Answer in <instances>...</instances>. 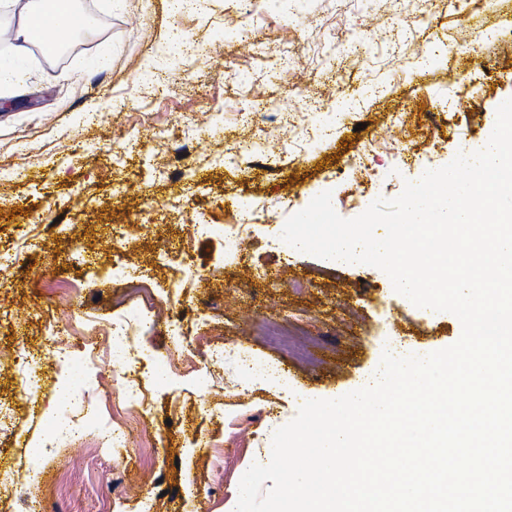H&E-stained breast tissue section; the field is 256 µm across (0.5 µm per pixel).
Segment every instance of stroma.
I'll return each instance as SVG.
<instances>
[{"label":"stroma","mask_w":512,"mask_h":512,"mask_svg":"<svg viewBox=\"0 0 512 512\" xmlns=\"http://www.w3.org/2000/svg\"><path fill=\"white\" fill-rule=\"evenodd\" d=\"M95 34L30 51L26 91L0 77V512L36 472L41 512H230L242 474L301 401L333 399L384 347L437 351L456 316L416 307L388 275L275 247L289 216L331 191L343 218L449 164L512 99V0H76ZM250 49L231 43L241 25ZM362 167L344 171L352 157ZM248 236L224 246V230ZM166 260H159V253ZM91 278H84L83 270ZM153 290L154 343L189 362L61 365L98 327L142 306L112 270ZM273 381L242 385L243 362ZM123 416L125 447L95 435L32 445L58 383ZM146 404L128 408L121 388Z\"/></svg>","instance_id":"35a3bbf8"}]
</instances>
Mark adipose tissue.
<instances>
[{
    "instance_id": "1",
    "label": "adipose tissue",
    "mask_w": 512,
    "mask_h": 512,
    "mask_svg": "<svg viewBox=\"0 0 512 512\" xmlns=\"http://www.w3.org/2000/svg\"><path fill=\"white\" fill-rule=\"evenodd\" d=\"M73 4L74 0H0V7L20 17L12 32L14 55L25 56L39 43H57L60 32L83 29L86 22Z\"/></svg>"
}]
</instances>
